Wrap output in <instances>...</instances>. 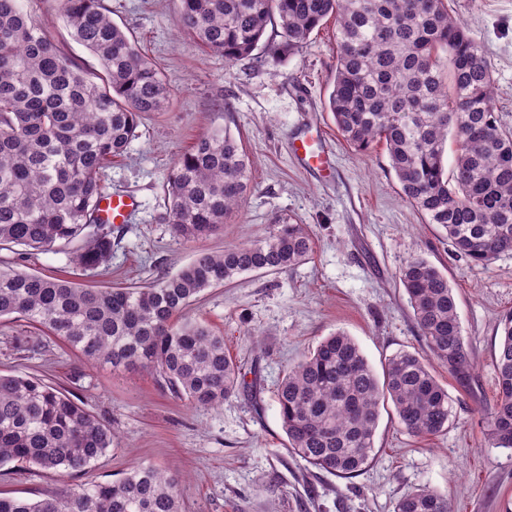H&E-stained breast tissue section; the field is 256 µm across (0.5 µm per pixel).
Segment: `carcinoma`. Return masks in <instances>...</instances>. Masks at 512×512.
<instances>
[{
    "label": "carcinoma",
    "instance_id": "1",
    "mask_svg": "<svg viewBox=\"0 0 512 512\" xmlns=\"http://www.w3.org/2000/svg\"><path fill=\"white\" fill-rule=\"evenodd\" d=\"M177 25L233 62L259 47L279 58L336 23V67L327 107L359 151L385 146L402 197L454 249L485 266L512 254V133L497 124L489 61L445 0H180ZM74 39L99 61L87 70L32 21L26 0H0V245L61 251L94 272L112 260V225L96 217L103 169L122 155L144 115L166 109L170 92L155 65L108 14L104 0H61ZM272 35L266 36L267 28ZM455 145L450 172L444 147ZM252 160L227 129L203 135L167 180L172 232L207 238L239 207ZM303 224L201 253L143 288H95L17 265L0 266V319L24 320L115 372L144 370L174 395L219 406L248 388L224 337L187 314L200 294L251 272L308 260ZM429 352L467 389L474 362L448 275L409 257L399 271ZM498 394L485 412L488 439L512 450V317L495 357ZM288 451L307 465L352 478L374 460L381 406L389 401L413 437L448 428V391L423 356L401 351L378 376L356 341L339 330L288 368L276 390ZM114 443L86 403L44 380L0 375V466L32 463L69 476ZM0 512H182L178 480L142 463L125 476L39 500L0 495ZM394 512H452L429 487L402 496Z\"/></svg>",
    "mask_w": 512,
    "mask_h": 512
}]
</instances>
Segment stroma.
<instances>
[{
	"label": "stroma",
	"instance_id": "obj_1",
	"mask_svg": "<svg viewBox=\"0 0 512 512\" xmlns=\"http://www.w3.org/2000/svg\"><path fill=\"white\" fill-rule=\"evenodd\" d=\"M115 23L131 33L170 91L164 112L146 117L124 156L104 172L106 192L131 193L138 207L112 227V260L85 284L146 286L172 275L202 252L268 236L278 220L306 225L310 260L277 274L244 273L205 290L189 308L224 338V347L253 390L215 408L170 394L147 372L114 374L57 342L32 352L18 339L34 335L22 321H0V372L44 379L84 400L115 432L109 452L83 473L63 477L28 463L0 466V493L40 499L122 477L138 463L180 479L184 512H393L421 486L448 496L454 512H505L512 506V450L493 447L483 423L495 397L494 356L502 322L512 314V254L477 266L401 193L383 145L351 148L326 108L336 65V25L314 30L304 47L278 60L232 63L180 31V0H106ZM491 63L493 106L512 131V0H448ZM45 36L81 66L98 60L73 39L58 0H33ZM316 124L334 158L328 177L305 171L292 152L294 136ZM229 128L252 161V184L223 230L193 242L176 237L165 189L174 160L202 135ZM419 254L447 271L462 334L475 369L470 390L447 368L436 374L451 404L448 428L417 439L403 432L392 408L381 410L375 459L362 475L340 478L292 456L275 391L290 365L330 334L343 330L375 371L402 350L427 354L399 279ZM0 263L52 276L70 270L65 253L1 246Z\"/></svg>",
	"mask_w": 512,
	"mask_h": 512
}]
</instances>
